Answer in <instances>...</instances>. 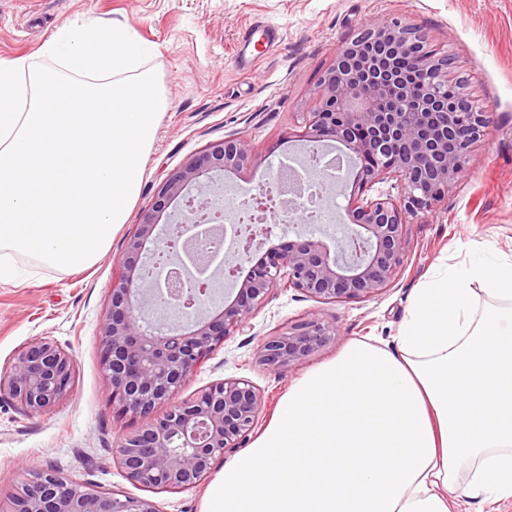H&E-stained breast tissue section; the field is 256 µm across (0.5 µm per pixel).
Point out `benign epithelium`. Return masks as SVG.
Here are the masks:
<instances>
[{
	"label": "benign epithelium",
	"mask_w": 512,
	"mask_h": 512,
	"mask_svg": "<svg viewBox=\"0 0 512 512\" xmlns=\"http://www.w3.org/2000/svg\"><path fill=\"white\" fill-rule=\"evenodd\" d=\"M429 39L419 27L401 20L371 23L335 52L332 66L318 83L320 107L303 113L300 138L306 152L334 141L360 163L355 169L345 233L331 244L300 229L295 239L252 262L253 237L246 239L230 267L232 289L224 303L213 304L205 283L183 297L180 286L167 293L144 277L151 256L168 247L172 232L192 239L193 215L207 217L209 200L202 189L210 173H232L252 157L250 141L232 134L189 159L157 192L126 244L124 273L112 282L101 327L102 364L112 403L123 415L147 420L123 436L115 456L127 478L160 490L196 487L212 461L243 447L265 407L260 390L249 381L226 378L189 401L175 402L192 374L225 337L250 327L271 290L288 287L328 302L368 301L386 291L407 263L406 219L426 213L448 196L461 177L472 146L487 131L485 113L461 92L448 101V58L428 55L419 74L408 79L385 64L392 55H419ZM389 177L399 179V199L369 195ZM254 220L258 232L269 221L292 229L297 213L278 218L267 213L257 188ZM183 198L175 224L156 223L172 199ZM151 248H146V244ZM336 325L321 318L285 326L265 339L256 361L284 372L327 345ZM74 355L45 340L21 348L0 372V394L7 393L25 411L41 414L71 393ZM167 406L160 417L156 408ZM0 512H159L155 503L118 491L107 495L75 482L55 469L37 473L0 499Z\"/></svg>",
	"instance_id": "benign-epithelium-1"
}]
</instances>
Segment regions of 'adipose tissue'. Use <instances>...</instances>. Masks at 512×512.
<instances>
[{"instance_id": "adipose-tissue-1", "label": "adipose tissue", "mask_w": 512, "mask_h": 512, "mask_svg": "<svg viewBox=\"0 0 512 512\" xmlns=\"http://www.w3.org/2000/svg\"><path fill=\"white\" fill-rule=\"evenodd\" d=\"M502 300L479 309L478 295ZM512 499V261L417 289L394 348L309 371L202 512H457Z\"/></svg>"}]
</instances>
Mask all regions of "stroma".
Instances as JSON below:
<instances>
[{"mask_svg": "<svg viewBox=\"0 0 512 512\" xmlns=\"http://www.w3.org/2000/svg\"><path fill=\"white\" fill-rule=\"evenodd\" d=\"M88 17L133 27L151 50L149 65L163 80L168 107L145 159L139 196L107 252L77 273L38 269L22 257L19 279L0 283V368L41 338L75 357L72 391L51 410L32 415L0 397V497L51 466L78 482L151 500L161 512H201L224 459L214 461L197 487L159 492L128 481L113 457L122 436L142 420L119 415L112 403L100 331L126 243L158 189L187 158L234 133L248 138L253 160L229 181L256 186L262 169L297 149L302 115L316 109V87L335 51L375 21L419 26L438 55L452 58L454 76L486 110L487 133L447 199L409 219L408 263L391 288L365 302L327 303L277 287L251 330L226 337L178 393L190 400L222 379L248 380L264 395L259 425L267 427L288 388L348 341L393 344L416 288L437 270H462L478 244L486 258L512 259V0H0V58L31 54L63 24ZM259 22L278 26L279 43L241 56V34ZM313 317L336 325L334 340L286 373L256 362L267 336Z\"/></svg>", "mask_w": 512, "mask_h": 512, "instance_id": "stroma-1", "label": "stroma"}]
</instances>
